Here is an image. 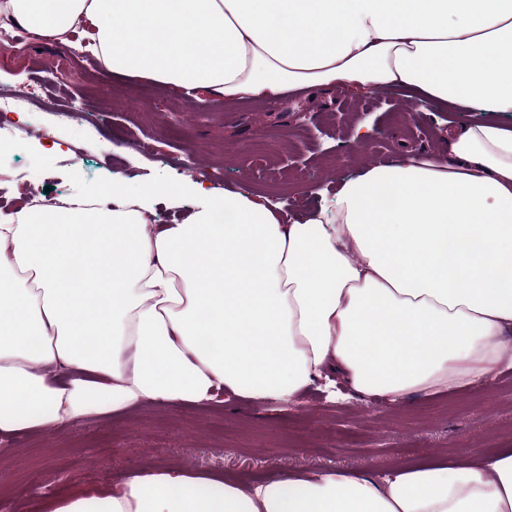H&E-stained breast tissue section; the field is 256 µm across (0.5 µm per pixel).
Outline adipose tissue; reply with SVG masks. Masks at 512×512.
Instances as JSON below:
<instances>
[{"mask_svg":"<svg viewBox=\"0 0 512 512\" xmlns=\"http://www.w3.org/2000/svg\"><path fill=\"white\" fill-rule=\"evenodd\" d=\"M113 74L234 101L337 84L402 89L481 120L448 154L407 152L288 224L188 182L0 216V437L216 390L286 403L336 375L399 402L512 369V0H0ZM196 201L177 224L152 203ZM111 206H103V199ZM43 512H512V449L385 476L255 481L174 467L72 491Z\"/></svg>","mask_w":512,"mask_h":512,"instance_id":"1","label":"adipose tissue"}]
</instances>
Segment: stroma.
Here are the masks:
<instances>
[{
  "label": "stroma",
  "instance_id": "1",
  "mask_svg": "<svg viewBox=\"0 0 512 512\" xmlns=\"http://www.w3.org/2000/svg\"><path fill=\"white\" fill-rule=\"evenodd\" d=\"M32 86L38 95L10 113L0 131V213L98 192L113 173L132 188L205 179L278 205L288 222L332 198L347 179L402 152L434 155L449 124L475 113L410 110L393 89L356 94L336 85L277 104H231L145 80L112 75L91 50L30 42L25 52L0 44V94ZM369 120L380 136L350 138ZM308 164L300 169L291 155ZM512 448V372L437 397L399 403L317 382L295 403L249 400L225 392L207 407L146 402L0 441V512H37L43 501L77 487L115 485L127 472L177 466L243 480L288 471L339 470L374 477L466 449Z\"/></svg>",
  "mask_w": 512,
  "mask_h": 512
}]
</instances>
